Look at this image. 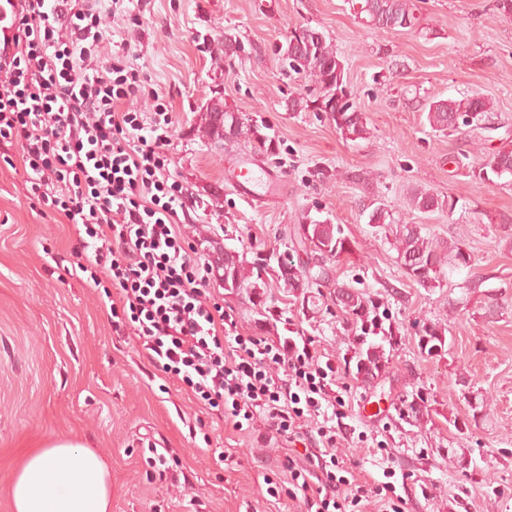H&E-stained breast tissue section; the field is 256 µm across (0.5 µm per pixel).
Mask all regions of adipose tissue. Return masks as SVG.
Segmentation results:
<instances>
[{
	"instance_id": "obj_1",
	"label": "adipose tissue",
	"mask_w": 512,
	"mask_h": 512,
	"mask_svg": "<svg viewBox=\"0 0 512 512\" xmlns=\"http://www.w3.org/2000/svg\"><path fill=\"white\" fill-rule=\"evenodd\" d=\"M12 512H112L109 462L69 440L27 453L9 488Z\"/></svg>"
}]
</instances>
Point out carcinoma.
<instances>
[{
  "label": "carcinoma",
  "mask_w": 512,
  "mask_h": 512,
  "mask_svg": "<svg viewBox=\"0 0 512 512\" xmlns=\"http://www.w3.org/2000/svg\"><path fill=\"white\" fill-rule=\"evenodd\" d=\"M357 18L374 30L399 31L412 28L416 17L411 0H352ZM288 67L309 77L315 90L288 98L290 112L317 111L319 106H329L345 93V64L340 53L321 35L310 50L297 56L286 58ZM491 110L490 102L476 96L460 99H439L428 103L427 121L435 131L455 130L458 125H477L485 120ZM328 120L343 137L356 141L369 134L363 114L358 111L353 98L349 97L338 111L328 113ZM207 135L211 141L223 142L222 131L234 127L232 140H242L253 149V153L273 156L275 140L264 132L265 126L243 113L216 99V107L205 112ZM498 178L512 177V145L502 146L485 156L479 168L478 177L488 179L489 175ZM443 202L438 196L422 189H416L409 196L408 207L412 212L430 213L441 209ZM368 223L378 227H391L390 245L397 253V260L404 272L422 288H437L447 274L471 267L469 253L454 242H438L422 233L420 224H410L401 216L394 215L383 204L376 205L368 214ZM297 241L311 249L317 263L294 260L295 247L276 251V264L262 252L247 255L231 248H224V290L244 291L249 294L251 303L260 308L259 315L273 318L271 307L267 306L269 278H274L288 293L299 292L307 296L306 303L316 305L324 297L323 289L331 284L329 267L326 263L337 259L349 251L350 241L339 224L330 219H312L307 224L297 226ZM317 289L316 295L308 290ZM331 304L325 310L336 306L345 317L344 324L353 335L349 349L351 356L345 360L346 366L355 369V375L363 380H372L385 369L388 357L384 343H393V325H384L378 315L380 301L376 295H368L351 284L336 286L329 293ZM446 328L439 324L421 325L419 345L427 353L441 351L446 345Z\"/></svg>",
  "instance_id": "carcinoma-1"
}]
</instances>
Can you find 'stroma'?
<instances>
[{
    "label": "stroma",
    "instance_id": "obj_1",
    "mask_svg": "<svg viewBox=\"0 0 512 512\" xmlns=\"http://www.w3.org/2000/svg\"><path fill=\"white\" fill-rule=\"evenodd\" d=\"M414 3L416 26L392 32L362 25L348 0H148L138 23L119 11L105 24L114 40L129 41L130 62L171 112L166 151L199 203L186 232L200 256L215 238L240 252L284 249L309 216L330 218L349 237L350 253L330 264L333 278L377 294L397 330L388 369L371 381L345 365L352 337L340 312L305 309L273 285L282 318L262 329L245 293L223 296L244 331L297 332L336 362L351 387L334 421L337 456L359 461L370 479L386 465L405 474L397 489L405 512H512V181L473 174L482 152L512 142V21L494 0ZM299 25L324 31L344 56L368 138H343L326 113L287 110L308 84L282 53ZM228 33L243 43L241 55L225 56ZM463 96L490 101L484 126L432 130L428 102ZM216 97L265 124L277 144L264 161L277 180L249 203L231 173L250 146L211 144L202 127ZM321 169L369 181H323ZM415 187L456 206L414 213V223L472 258L437 288L411 281L390 229L361 213L370 200L405 213ZM81 240L74 225L32 204L23 171L0 162V512H10L6 489L22 454L58 439L111 463L112 512H301L300 501L266 492L290 444L271 442L255 458L257 435L201 409L134 337L113 332L101 289L69 274ZM421 321L445 325V351L421 349ZM417 392L429 411L419 420L406 413ZM366 399L382 414H363ZM156 451L174 458L185 489L159 477Z\"/></svg>",
    "mask_w": 512,
    "mask_h": 512
}]
</instances>
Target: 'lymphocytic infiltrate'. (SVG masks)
<instances>
[{
    "label": "lymphocytic infiltrate",
    "mask_w": 512,
    "mask_h": 512,
    "mask_svg": "<svg viewBox=\"0 0 512 512\" xmlns=\"http://www.w3.org/2000/svg\"><path fill=\"white\" fill-rule=\"evenodd\" d=\"M15 49L0 59V159L20 162L31 200L85 228L80 273L106 272L118 299L112 330L133 332L149 359L192 396L223 408L235 430L265 426L300 444L316 421L315 447L285 456L270 496L300 499L304 512H344L375 497L402 512L391 482L346 476L330 412L343 405L335 361L294 337L240 332L223 304L206 299L213 266L196 257L179 213L190 199L169 169L172 117L126 108L146 78L110 41L95 0H25Z\"/></svg>",
    "instance_id": "f902f5d3"
}]
</instances>
